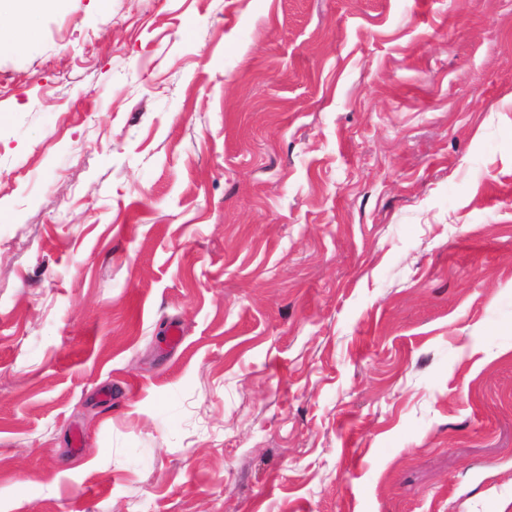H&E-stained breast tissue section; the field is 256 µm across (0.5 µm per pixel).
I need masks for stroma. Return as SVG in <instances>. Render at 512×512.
Here are the masks:
<instances>
[{
  "label": "stroma",
  "instance_id": "35a3bbf8",
  "mask_svg": "<svg viewBox=\"0 0 512 512\" xmlns=\"http://www.w3.org/2000/svg\"><path fill=\"white\" fill-rule=\"evenodd\" d=\"M0 512H512V0L0 52Z\"/></svg>",
  "mask_w": 512,
  "mask_h": 512
}]
</instances>
